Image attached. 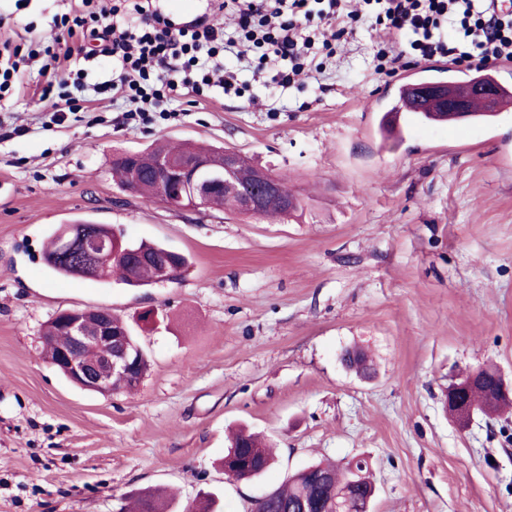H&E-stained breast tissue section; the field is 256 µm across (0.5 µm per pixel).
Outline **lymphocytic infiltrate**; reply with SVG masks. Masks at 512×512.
I'll list each match as a JSON object with an SVG mask.
<instances>
[{
  "mask_svg": "<svg viewBox=\"0 0 512 512\" xmlns=\"http://www.w3.org/2000/svg\"><path fill=\"white\" fill-rule=\"evenodd\" d=\"M225 0L235 15L233 31L206 19L192 24L154 11L139 24L118 29V7L79 0L57 16L59 37L47 45L40 67L42 97L55 122L87 112L94 96L111 94L126 105L121 121L137 130L156 119L174 120V103L184 94L201 99L237 82V66L275 65L271 81L290 88L306 72L314 45L332 50L347 33V22L379 26L385 38L376 55L375 74L392 76L415 59L445 58L478 71L512 62V9H492L490 0ZM90 47L106 59L108 79L89 84L82 71L60 69L71 58L72 43Z\"/></svg>",
  "mask_w": 512,
  "mask_h": 512,
  "instance_id": "f902f5d3",
  "label": "lymphocytic infiltrate"
}]
</instances>
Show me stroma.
<instances>
[{"label": "stroma", "mask_w": 512, "mask_h": 512, "mask_svg": "<svg viewBox=\"0 0 512 512\" xmlns=\"http://www.w3.org/2000/svg\"><path fill=\"white\" fill-rule=\"evenodd\" d=\"M72 2L0 0V42L50 44ZM378 41L356 24L335 69L302 88L275 96L246 71L256 104L229 93L137 131L108 100L57 125L32 94L0 96V129L27 128L0 138V512H117L156 486L175 512L208 493L250 512L324 459L366 463L371 512H512V413L462 427L445 408L463 372L490 366L512 385V167L479 128L377 133L361 104L396 82L370 68ZM164 142L235 149L301 206L283 220L173 211L113 180L117 155ZM77 216L161 242L188 269L146 288L53 277L43 238ZM93 308L148 355L134 393L81 390L42 355L57 313ZM354 349L371 378L343 364ZM241 424L278 459L236 482L219 461Z\"/></svg>", "instance_id": "stroma-1"}]
</instances>
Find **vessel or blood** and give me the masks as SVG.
Wrapping results in <instances>:
<instances>
[{
	"mask_svg": "<svg viewBox=\"0 0 512 512\" xmlns=\"http://www.w3.org/2000/svg\"><path fill=\"white\" fill-rule=\"evenodd\" d=\"M491 85L497 90L494 104H487L479 94L480 88ZM438 88L443 95L468 94L472 117L481 121L482 128H490L512 117V67L495 65L485 70L483 77L460 76L455 73L425 75L409 72L403 75L399 97L394 103H386L379 97L371 98L364 106L366 112L379 116L383 135L404 136L416 115H424L432 126L453 128L459 123L456 115L445 114L439 99H427L422 95L424 87Z\"/></svg>",
	"mask_w": 512,
	"mask_h": 512,
	"instance_id": "b4317fda",
	"label": "vessel or blood"
}]
</instances>
